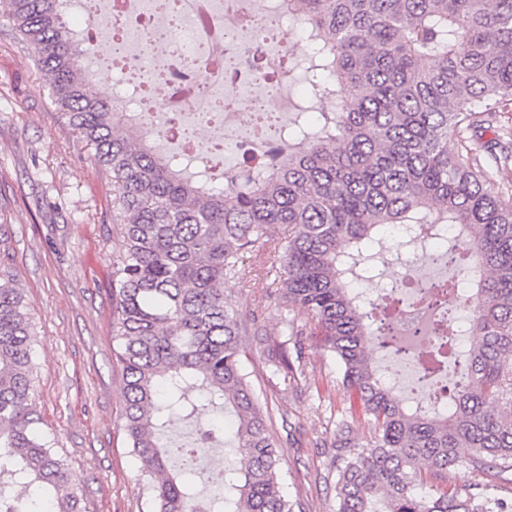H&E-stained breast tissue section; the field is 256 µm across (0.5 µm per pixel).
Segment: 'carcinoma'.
I'll return each mask as SVG.
<instances>
[{"label": "carcinoma", "instance_id": "1", "mask_svg": "<svg viewBox=\"0 0 512 512\" xmlns=\"http://www.w3.org/2000/svg\"><path fill=\"white\" fill-rule=\"evenodd\" d=\"M66 0H0V20L31 50L65 123L93 150L112 182V339L125 393V427L155 512H293L282 486V451L272 416L242 372L259 345L283 382L295 378L292 336L317 330L339 363L349 411L336 424L332 472L336 512H507L479 484H448L451 472L512 469V128L484 139L512 104V0H288L307 49L313 96L336 110L283 138L277 163L244 158L222 179L191 174L124 123L112 92L89 90L91 50L64 19ZM457 141L448 152V140ZM450 224L457 273L475 287L468 350L428 359L443 373L461 362L470 383L448 407L402 398L369 358L384 348L375 313L357 285L373 278L384 226ZM272 288L284 320L278 336L250 328L224 296L240 280ZM0 257V512H36L39 491L52 512H82L68 464L39 432L31 400L34 337L28 303ZM255 342H250L249 337ZM206 405L235 419V461L216 475L220 504L200 503L186 472L170 473L161 432ZM371 439H355L356 417ZM224 446V429L201 428L196 446ZM468 448L466 456L458 449Z\"/></svg>", "mask_w": 512, "mask_h": 512}]
</instances>
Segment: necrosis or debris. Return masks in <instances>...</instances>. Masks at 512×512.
Listing matches in <instances>:
<instances>
[{
    "mask_svg": "<svg viewBox=\"0 0 512 512\" xmlns=\"http://www.w3.org/2000/svg\"><path fill=\"white\" fill-rule=\"evenodd\" d=\"M157 0H79L95 66L110 67L119 84L135 88L138 113L157 131L183 127V151L201 162L241 144L275 153L291 113L276 76L287 73L290 35L282 13L258 0H177V17H161ZM111 45L97 53L100 38ZM458 257L430 251L431 272L385 284L368 300L392 312V333L414 348L436 327L459 317L460 295L448 285Z\"/></svg>",
    "mask_w": 512,
    "mask_h": 512,
    "instance_id": "4bbe7bcc",
    "label": "necrosis or debris"
}]
</instances>
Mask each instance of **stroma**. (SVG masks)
<instances>
[{
  "instance_id": "35a3bbf8",
  "label": "stroma",
  "mask_w": 512,
  "mask_h": 512,
  "mask_svg": "<svg viewBox=\"0 0 512 512\" xmlns=\"http://www.w3.org/2000/svg\"><path fill=\"white\" fill-rule=\"evenodd\" d=\"M112 183L51 103L28 50L0 21V249L31 308L32 402L40 430L65 458L84 512H150L125 430L122 372L112 341ZM224 294L271 335L284 316L269 289L235 280ZM301 375L273 388L257 352L243 357L262 403L275 411L284 493L297 512H334L328 476L336 422L348 405L337 362L301 339Z\"/></svg>"
}]
</instances>
